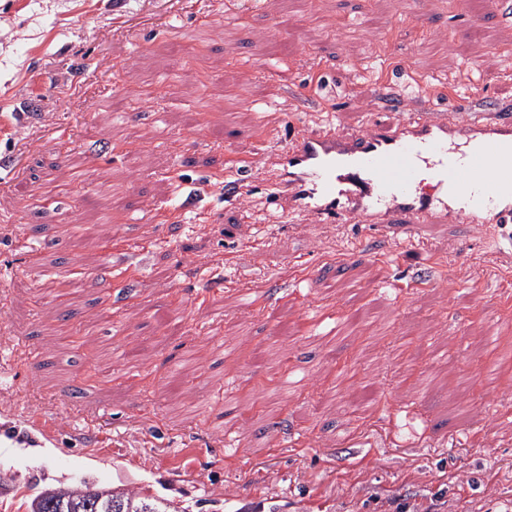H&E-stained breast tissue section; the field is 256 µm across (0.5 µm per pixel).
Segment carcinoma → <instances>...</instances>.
<instances>
[{"label": "carcinoma", "instance_id": "cac0c4a2", "mask_svg": "<svg viewBox=\"0 0 512 512\" xmlns=\"http://www.w3.org/2000/svg\"><path fill=\"white\" fill-rule=\"evenodd\" d=\"M69 504L68 512H180L165 497L145 498L128 485L110 489L89 482L69 493Z\"/></svg>", "mask_w": 512, "mask_h": 512}]
</instances>
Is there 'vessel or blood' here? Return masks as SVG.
<instances>
[{
  "label": "vessel or blood",
  "instance_id": "1",
  "mask_svg": "<svg viewBox=\"0 0 512 512\" xmlns=\"http://www.w3.org/2000/svg\"><path fill=\"white\" fill-rule=\"evenodd\" d=\"M391 105L401 119L363 123L351 136L333 123L294 132L274 155L269 182L288 217L495 229L493 248H512V114L496 108L448 118L431 107Z\"/></svg>",
  "mask_w": 512,
  "mask_h": 512
}]
</instances>
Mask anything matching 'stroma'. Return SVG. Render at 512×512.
Here are the masks:
<instances>
[{"label": "stroma", "instance_id": "35a3bbf8", "mask_svg": "<svg viewBox=\"0 0 512 512\" xmlns=\"http://www.w3.org/2000/svg\"><path fill=\"white\" fill-rule=\"evenodd\" d=\"M360 2L388 23L370 43L340 0H0V512L81 480L187 512H374L408 490L512 512V376L485 386L512 352V264L464 224L404 247L288 219L267 188L299 124L389 126L402 92L512 109V19L478 47L454 35L469 0Z\"/></svg>", "mask_w": 512, "mask_h": 512}]
</instances>
